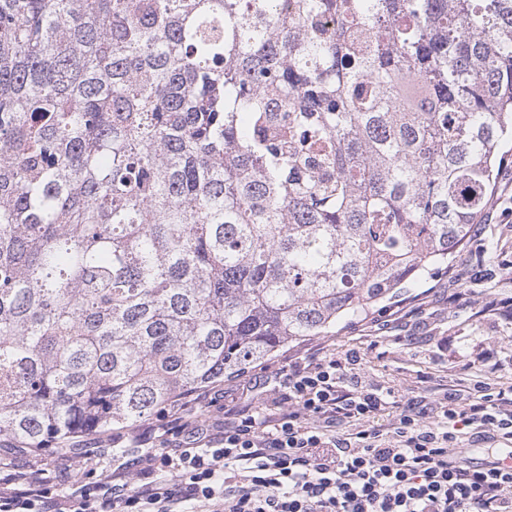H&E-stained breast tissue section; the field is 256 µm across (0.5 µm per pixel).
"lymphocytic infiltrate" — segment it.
<instances>
[{"instance_id": "f902f5d3", "label": "lymphocytic infiltrate", "mask_w": 512, "mask_h": 512, "mask_svg": "<svg viewBox=\"0 0 512 512\" xmlns=\"http://www.w3.org/2000/svg\"><path fill=\"white\" fill-rule=\"evenodd\" d=\"M353 350L324 349L277 374L281 405L202 423L196 402L166 411L171 441L53 497L41 473L0 464V512H512V466L453 450L465 429L512 441V387L446 392L424 422L390 386L356 380Z\"/></svg>"}]
</instances>
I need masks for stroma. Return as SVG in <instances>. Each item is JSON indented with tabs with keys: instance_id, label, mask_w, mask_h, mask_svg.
I'll return each instance as SVG.
<instances>
[{
	"instance_id": "stroma-1",
	"label": "stroma",
	"mask_w": 512,
	"mask_h": 512,
	"mask_svg": "<svg viewBox=\"0 0 512 512\" xmlns=\"http://www.w3.org/2000/svg\"><path fill=\"white\" fill-rule=\"evenodd\" d=\"M504 172L492 186L496 207L485 209L477 222L479 234L470 238L448 264L421 275L404 288L403 311L380 309L361 323L343 320L324 336L272 359L279 367L304 358L319 348L356 350L359 372L371 383L391 386L427 410L436 421L437 405L449 386L470 388L475 382L512 386V140L502 145ZM388 328L379 333L378 321ZM222 397L199 408L207 420L223 419L225 411L260 406L272 392L253 390L248 375L219 385Z\"/></svg>"
}]
</instances>
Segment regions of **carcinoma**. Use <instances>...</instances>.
Instances as JSON below:
<instances>
[{
	"instance_id": "cac0c4a2",
	"label": "carcinoma",
	"mask_w": 512,
	"mask_h": 512,
	"mask_svg": "<svg viewBox=\"0 0 512 512\" xmlns=\"http://www.w3.org/2000/svg\"><path fill=\"white\" fill-rule=\"evenodd\" d=\"M511 129L512 0H0V448L391 303Z\"/></svg>"
}]
</instances>
